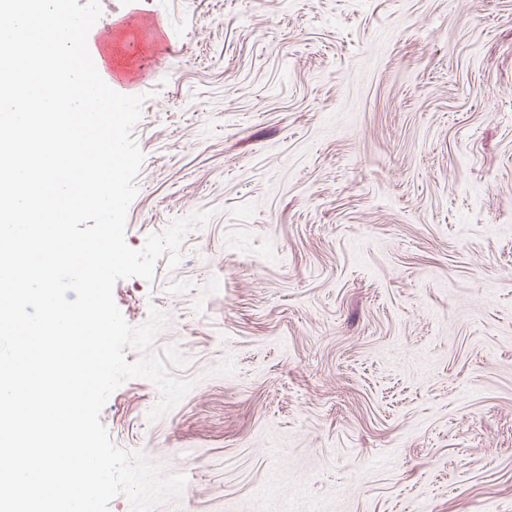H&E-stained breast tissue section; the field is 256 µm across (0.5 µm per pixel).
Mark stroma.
I'll return each instance as SVG.
<instances>
[{"instance_id": "stroma-1", "label": "stroma", "mask_w": 512, "mask_h": 512, "mask_svg": "<svg viewBox=\"0 0 512 512\" xmlns=\"http://www.w3.org/2000/svg\"><path fill=\"white\" fill-rule=\"evenodd\" d=\"M151 67L119 280L188 394L125 381L113 443L184 474L158 512H512V0H101ZM130 23H133L138 29L140 44L145 48L149 47L154 41L155 34L152 23L141 17L139 12L133 10L121 20H118L114 25L128 26Z\"/></svg>"}]
</instances>
